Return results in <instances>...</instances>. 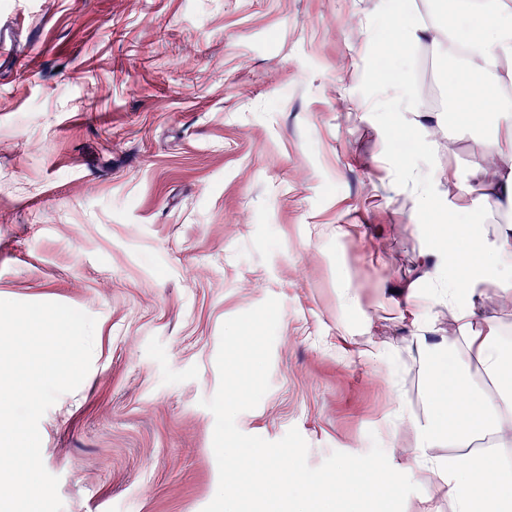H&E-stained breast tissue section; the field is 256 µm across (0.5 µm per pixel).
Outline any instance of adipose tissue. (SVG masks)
<instances>
[{
	"label": "adipose tissue",
	"mask_w": 512,
	"mask_h": 512,
	"mask_svg": "<svg viewBox=\"0 0 512 512\" xmlns=\"http://www.w3.org/2000/svg\"><path fill=\"white\" fill-rule=\"evenodd\" d=\"M438 19L420 26L415 16L390 14L388 25L399 42L410 45L427 40L445 60L454 63L462 86L456 103L461 112L472 115L471 125L488 130L491 146L461 178L454 167L435 162L437 152H450L444 113H422L423 134L418 143L423 166L412 169L416 191L430 199L431 191L444 188L453 205L448 222L437 236L441 253L453 255L472 224L488 213L512 215V109L504 105L500 89L512 87V0H432ZM483 275L492 276L502 289L501 304L512 306V225L504 224L498 245L483 266L469 267L464 276L447 278L440 295L409 292L407 306L416 321L428 320L436 301L448 305L451 319L460 333L455 351L435 348L430 363L432 398L424 422L416 424L417 445L389 450L362 461L359 466L340 464L325 474L310 502L312 512H322L328 498L345 494L356 472H364L369 494L390 496L399 490L394 460L404 457L419 469L429 471L441 483L450 512H512V465L489 454L440 460L433 454L443 437L457 440L488 434L496 447L512 446V348L501 343L495 332L474 330L477 313L471 286ZM477 362L495 384L493 394L476 395L467 389L460 372Z\"/></svg>",
	"instance_id": "ef3b65f1"
}]
</instances>
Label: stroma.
I'll return each mask as SVG.
<instances>
[{"mask_svg": "<svg viewBox=\"0 0 512 512\" xmlns=\"http://www.w3.org/2000/svg\"><path fill=\"white\" fill-rule=\"evenodd\" d=\"M385 2L0 0L19 49L0 58V300L96 320L89 373L39 422L63 512H203L221 328L271 297L270 388L238 429H298L313 467L415 446L395 415L426 417L428 358L394 292L426 291L439 223L398 173L414 139L384 119L417 54ZM448 132L468 176L490 136ZM500 294L473 299L512 342ZM399 477L356 512H448L434 476Z\"/></svg>", "mask_w": 512, "mask_h": 512, "instance_id": "35a3bbf8", "label": "stroma"}]
</instances>
